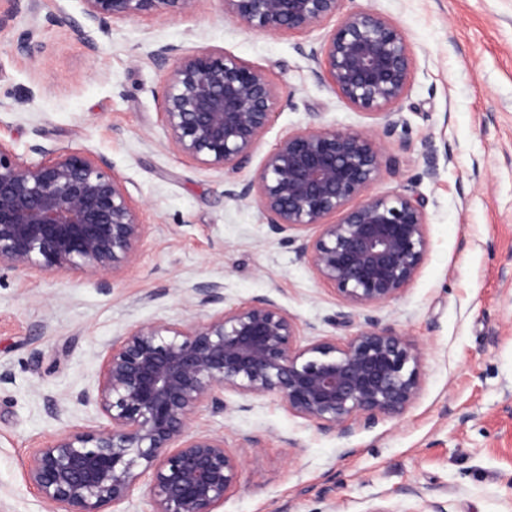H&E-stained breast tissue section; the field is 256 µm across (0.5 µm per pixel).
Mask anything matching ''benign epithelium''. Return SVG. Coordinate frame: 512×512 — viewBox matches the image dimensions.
Segmentation results:
<instances>
[{
    "label": "benign epithelium",
    "mask_w": 512,
    "mask_h": 512,
    "mask_svg": "<svg viewBox=\"0 0 512 512\" xmlns=\"http://www.w3.org/2000/svg\"><path fill=\"white\" fill-rule=\"evenodd\" d=\"M86 18L105 28L134 17L191 15L199 0H82ZM224 15L248 32L299 34L336 25L317 47L301 50L314 75L353 108L385 118L382 132L320 123L284 137L254 176L224 191L253 202L269 232L307 259L343 306L334 322L356 331L306 344L287 311L266 297L231 307L203 324L151 322L112 341L97 384L48 399L92 405L106 419L70 428L28 460L27 478L59 512H106L151 476L152 512H218L238 482L241 460L224 438L189 431L199 411L228 410L224 393L276 396L292 415L340 437L354 426L398 418L413 404L422 348L370 315L414 281L429 248L426 203L405 192H370L389 158L395 108L414 73L408 37L368 9L339 14L340 0H222ZM167 69L161 107L167 140L180 155L234 171L268 129L281 95L266 73L214 50L156 53ZM32 151L38 164L0 143V269L71 272L132 265L146 234L139 209L107 164L52 143ZM357 204H352L353 200ZM340 214L337 222L328 218ZM316 234L307 237L304 229ZM222 286L199 283L185 299L206 307ZM419 498L410 512H446Z\"/></svg>",
    "instance_id": "benign-epithelium-1"
}]
</instances>
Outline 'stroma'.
Here are the masks:
<instances>
[{
	"mask_svg": "<svg viewBox=\"0 0 512 512\" xmlns=\"http://www.w3.org/2000/svg\"><path fill=\"white\" fill-rule=\"evenodd\" d=\"M381 13L407 34L416 69L383 144L391 159L374 189L428 200L431 246L415 280L378 310L424 351L420 388L401 417L342 438L290 415L278 397L247 412L196 413L190 428L241 456L221 512H408L399 488H444L447 512H512V0H341ZM14 11V10H13ZM297 35L242 30L221 0L188 16L91 24L81 0H40L0 27V142L38 163L43 140L105 161L147 226L135 263L116 272L0 269V512H51L26 480L32 454L62 430L95 428L94 411L51 417L46 395L95 384L105 349L138 324L206 322L266 296L295 317L302 341L344 337L341 303L311 264L280 245L256 205L224 195L251 178L289 133L313 121L380 130L312 72ZM28 42H21V35ZM221 50L266 72L281 105L237 172L203 167L166 141L160 101L164 45ZM224 301L185 304L200 282ZM257 440L242 447L243 437Z\"/></svg>",
	"mask_w": 512,
	"mask_h": 512,
	"instance_id": "stroma-1",
	"label": "stroma"
}]
</instances>
